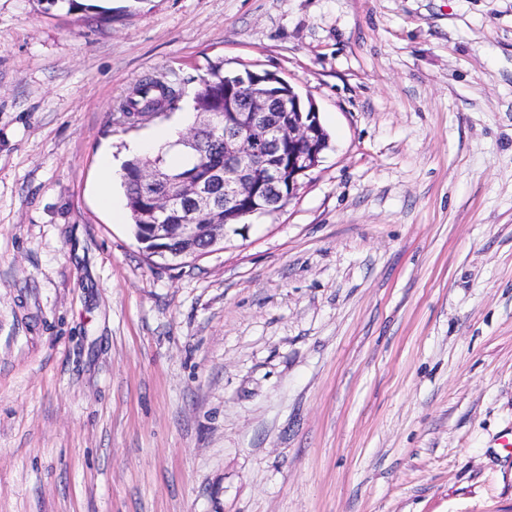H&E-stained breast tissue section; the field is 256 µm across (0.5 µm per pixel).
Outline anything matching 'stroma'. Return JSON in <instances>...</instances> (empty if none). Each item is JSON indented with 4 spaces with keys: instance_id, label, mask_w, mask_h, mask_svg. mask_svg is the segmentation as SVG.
<instances>
[{
    "instance_id": "1",
    "label": "stroma",
    "mask_w": 512,
    "mask_h": 512,
    "mask_svg": "<svg viewBox=\"0 0 512 512\" xmlns=\"http://www.w3.org/2000/svg\"><path fill=\"white\" fill-rule=\"evenodd\" d=\"M219 62L329 146L169 268L112 209ZM511 437L512 0H0V512H512ZM181 93L182 89L168 73L143 78L119 103L115 121L123 127H135L171 109Z\"/></svg>"
}]
</instances>
